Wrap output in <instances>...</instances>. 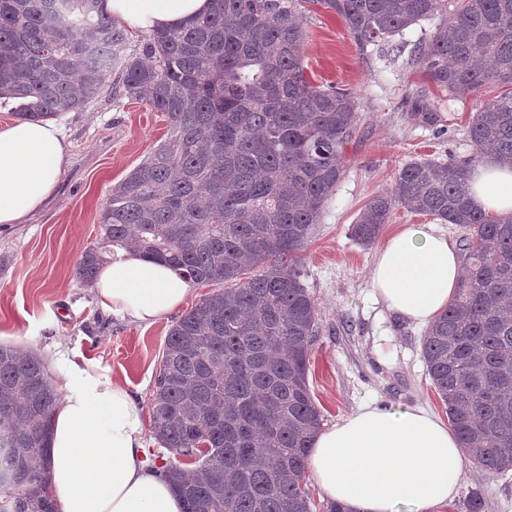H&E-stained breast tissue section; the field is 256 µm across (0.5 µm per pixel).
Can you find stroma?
<instances>
[{"label":"stroma","instance_id":"35a3bbf8","mask_svg":"<svg viewBox=\"0 0 512 512\" xmlns=\"http://www.w3.org/2000/svg\"><path fill=\"white\" fill-rule=\"evenodd\" d=\"M438 24L435 18L420 21L394 37L395 51L370 55L358 50L336 14L316 8L303 15L307 79L349 89L358 100V128L346 149V170L299 253L300 279L321 324L308 381L325 427L367 403L391 412L420 407L446 415L422 359L424 327L388 310L370 283L384 238L400 226L427 223V216L394 209L369 247L352 235L365 205L391 190L404 163L470 156L469 120L481 104L501 94L491 87L463 101L451 100L429 85L411 63L410 51ZM146 39V33L127 32L98 98L57 117L71 149L45 207L27 223L0 224V342L37 353L50 378L75 362L120 382L145 413L178 315L150 325L112 315L97 304L93 285L80 280L78 262L99 236V214L112 188L168 133L163 113L122 91L124 60L141 55ZM422 89L440 117L438 127L409 117L413 96ZM475 495L484 501V512H512V474L466 466L458 494L444 512H468Z\"/></svg>","mask_w":512,"mask_h":512}]
</instances>
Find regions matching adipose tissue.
<instances>
[{"instance_id":"adipose-tissue-1","label":"adipose tissue","mask_w":512,"mask_h":512,"mask_svg":"<svg viewBox=\"0 0 512 512\" xmlns=\"http://www.w3.org/2000/svg\"><path fill=\"white\" fill-rule=\"evenodd\" d=\"M104 12L135 32L173 28L207 14L211 0H101ZM70 144L52 123H0V224H21L53 193ZM472 203L498 216L512 213V168L478 166ZM459 255L433 225L398 228L372 270L374 295L404 320L431 323L448 305L460 278ZM193 281L141 253L122 251L99 272L103 308L153 323L179 308ZM63 394L49 439L47 489L55 512H185L174 487L145 459L141 410L120 383L71 365L58 377ZM466 457L438 417L415 407L390 412L362 406L317 433L311 476L325 499L352 512H437L452 502Z\"/></svg>"}]
</instances>
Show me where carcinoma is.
Wrapping results in <instances>:
<instances>
[{
	"mask_svg": "<svg viewBox=\"0 0 512 512\" xmlns=\"http://www.w3.org/2000/svg\"><path fill=\"white\" fill-rule=\"evenodd\" d=\"M305 3L341 18L363 52L445 14L412 62L451 100L505 89L473 114L469 157L406 163L353 235L371 244L397 206L466 230L455 298L427 327L422 356L468 461L512 473V216L489 217L469 197L476 163H512V0L451 11L448 0H213L125 61V95L165 113L169 130L112 188L78 268L93 282L119 245L226 286L174 323L151 396L153 435L193 459L163 472L186 512H311L303 482L321 414L308 371L320 323L298 252L344 174L357 99L308 82ZM124 43L99 0H0V107L34 122L83 109ZM411 109L435 124L426 94ZM56 405L40 357L0 343V512H54L44 488Z\"/></svg>",
	"mask_w": 512,
	"mask_h": 512,
	"instance_id": "1",
	"label": "carcinoma"
}]
</instances>
